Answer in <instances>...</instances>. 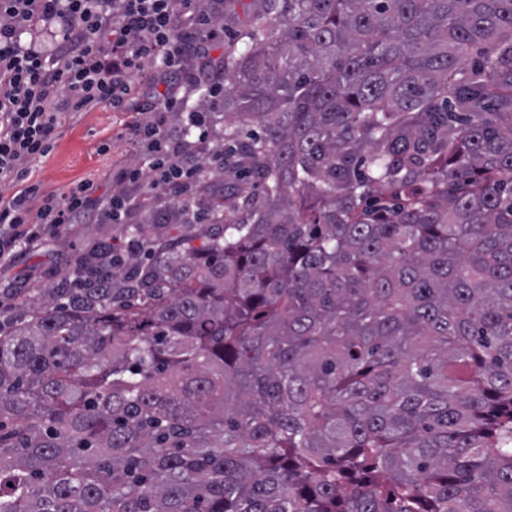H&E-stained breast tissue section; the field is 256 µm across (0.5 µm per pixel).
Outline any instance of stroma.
Instances as JSON below:
<instances>
[{"mask_svg":"<svg viewBox=\"0 0 512 512\" xmlns=\"http://www.w3.org/2000/svg\"><path fill=\"white\" fill-rule=\"evenodd\" d=\"M134 118V113L118 112L111 106L101 105L75 118L62 120L53 151L33 172L39 197L60 195L70 185L85 180L92 183L94 197L104 200L112 194L113 176L140 170V179L125 186L132 204L123 223H101L94 210L81 213L59 236L0 268L1 287L37 288L44 292L67 287L76 263L104 241L112 242L122 257L135 256L140 262H147L146 253L136 252L128 245L138 231L169 242L200 233L201 227L197 224L149 223V215L161 216L168 212L170 200L160 194L153 195L150 207L139 204L143 196L152 195L151 172L144 148L137 146L128 135V126Z\"/></svg>","mask_w":512,"mask_h":512,"instance_id":"35a3bbf8","label":"stroma"}]
</instances>
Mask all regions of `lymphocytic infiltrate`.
I'll return each instance as SVG.
<instances>
[{"label": "lymphocytic infiltrate", "mask_w": 512, "mask_h": 512, "mask_svg": "<svg viewBox=\"0 0 512 512\" xmlns=\"http://www.w3.org/2000/svg\"><path fill=\"white\" fill-rule=\"evenodd\" d=\"M182 0H0V182L19 193L0 197V266L59 234L92 205L82 182L33 206L34 166L52 150L62 119L107 104L138 113L131 139L145 143L152 186L170 198L187 197L200 175L190 162L209 136L207 113L188 114L197 141L174 137L167 114L188 102L172 73L203 60L214 74L210 44L224 34L211 11L186 14ZM150 72L155 103L144 107L139 77Z\"/></svg>", "instance_id": "1"}]
</instances>
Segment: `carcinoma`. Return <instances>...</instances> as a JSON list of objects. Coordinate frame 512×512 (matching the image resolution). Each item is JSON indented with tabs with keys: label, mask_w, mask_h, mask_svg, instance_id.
I'll list each match as a JSON object with an SVG mask.
<instances>
[{
	"label": "carcinoma",
	"mask_w": 512,
	"mask_h": 512,
	"mask_svg": "<svg viewBox=\"0 0 512 512\" xmlns=\"http://www.w3.org/2000/svg\"><path fill=\"white\" fill-rule=\"evenodd\" d=\"M224 7L209 227L14 305L0 512H512V0Z\"/></svg>",
	"instance_id": "cac0c4a2"
}]
</instances>
